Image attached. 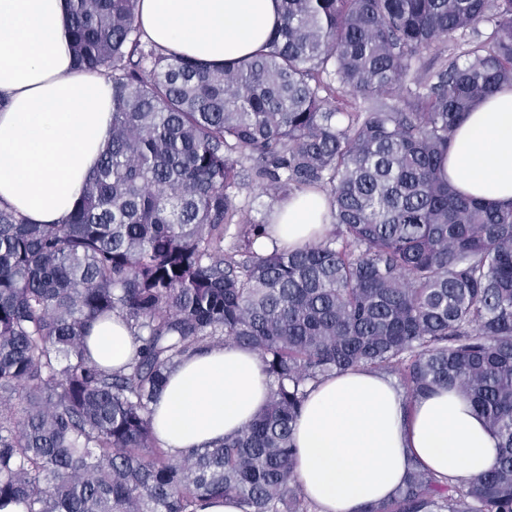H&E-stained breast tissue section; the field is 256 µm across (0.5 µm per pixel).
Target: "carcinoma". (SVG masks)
I'll return each instance as SVG.
<instances>
[{
    "label": "carcinoma",
    "instance_id": "obj_1",
    "mask_svg": "<svg viewBox=\"0 0 512 512\" xmlns=\"http://www.w3.org/2000/svg\"><path fill=\"white\" fill-rule=\"evenodd\" d=\"M137 2L69 0L75 64L111 83L112 123L67 222L0 206V500L318 512L293 424L308 384L362 367L409 402L460 389L499 440L480 477L417 467L363 512H512V204L456 193L444 169L454 128L512 85V0H281L265 49L222 66L145 38ZM253 183L275 204L324 193L330 229L259 252L269 223L236 203ZM114 315L135 341L117 368L86 343ZM227 343L257 351L268 400L175 456L151 405L174 365Z\"/></svg>",
    "mask_w": 512,
    "mask_h": 512
}]
</instances>
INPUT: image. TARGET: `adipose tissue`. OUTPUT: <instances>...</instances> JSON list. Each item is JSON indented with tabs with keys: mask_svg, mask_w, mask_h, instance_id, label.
Here are the masks:
<instances>
[{
	"mask_svg": "<svg viewBox=\"0 0 512 512\" xmlns=\"http://www.w3.org/2000/svg\"><path fill=\"white\" fill-rule=\"evenodd\" d=\"M280 0H138V23L156 44L221 65L265 46ZM68 0H0V204L35 224L66 221L96 167L112 121L111 86L77 71L67 48ZM452 187L485 202L512 203V87L482 101L453 134ZM324 194L276 205L271 233L294 248L327 228ZM94 361L117 367L134 351L120 318L95 324ZM269 386L251 349L197 353L168 374L152 426L173 454L233 435L265 404ZM294 472L318 512H363L393 498L412 466L458 483L493 464L498 442L460 390L441 388L405 406L386 375L354 368L320 379L295 424Z\"/></svg>",
	"mask_w": 512,
	"mask_h": 512,
	"instance_id": "ef3b65f1",
	"label": "adipose tissue"
}]
</instances>
